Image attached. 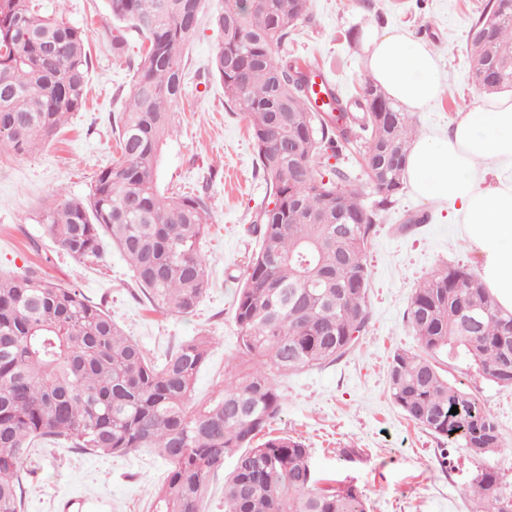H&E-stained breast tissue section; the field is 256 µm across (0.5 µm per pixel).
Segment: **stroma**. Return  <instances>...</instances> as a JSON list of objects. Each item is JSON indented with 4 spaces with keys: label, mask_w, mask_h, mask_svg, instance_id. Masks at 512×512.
I'll list each match as a JSON object with an SVG mask.
<instances>
[{
    "label": "stroma",
    "mask_w": 512,
    "mask_h": 512,
    "mask_svg": "<svg viewBox=\"0 0 512 512\" xmlns=\"http://www.w3.org/2000/svg\"><path fill=\"white\" fill-rule=\"evenodd\" d=\"M44 14H62L84 30L91 65L87 103L32 154L0 158V274L28 270L78 288L98 303L127 336L154 359L177 342L211 336L209 359L195 384V399L224 388V368L238 354L235 300L249 257L257 248L251 227L268 202L256 168L250 121L224 103V88L211 62L221 41L210 16L219 0H205L196 32L184 53L183 92L173 129L162 146L156 173L165 193H200L208 203L209 231L201 243L211 284L196 311L166 315L152 309L130 266L112 247L101 259L80 262L53 250L41 221L50 195L85 197L92 177L118 158L115 127L133 84L141 39L127 32L123 54H114L121 26L104 0H38ZM485 0H310L308 15L280 50L309 68H320L347 102L366 79L359 43L350 30L374 25L407 31L437 55L444 88L414 120L419 133L442 132L456 112L478 109L485 96L470 80L465 52L472 18ZM428 215L410 233L399 226ZM371 320L353 350L335 364L278 377L285 398L275 433L300 437L318 479L355 485L369 512H476L467 490L478 473L512 475L501 454L473 458L457 448L441 467L444 441L409 421L393 402L388 368L396 351H419L405 311L414 288L451 264L479 273L480 258L451 207L404 189L381 214L366 253ZM449 382L475 393L494 414L505 445L512 446V387L487 380L462 358H439ZM353 449L344 458L342 449ZM171 464L153 450L102 454L42 444L24 467L22 512H149Z\"/></svg>",
    "instance_id": "stroma-1"
}]
</instances>
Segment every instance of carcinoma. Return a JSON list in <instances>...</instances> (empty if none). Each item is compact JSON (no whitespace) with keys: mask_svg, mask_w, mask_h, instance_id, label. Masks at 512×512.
Masks as SVG:
<instances>
[{"mask_svg":"<svg viewBox=\"0 0 512 512\" xmlns=\"http://www.w3.org/2000/svg\"><path fill=\"white\" fill-rule=\"evenodd\" d=\"M309 0H223L212 72L228 106L250 118L257 167L271 206L253 231L260 244L235 303L239 362L224 391L194 405L209 353L192 336L152 360L78 289L36 270L0 276V512H21L23 463L41 442L104 454L154 448L172 463L153 512H201L224 460V512H369L352 485H324L309 449L268 431L283 400L276 377L331 365L370 322L366 249L380 213L401 194L417 127L378 90L384 111L363 113L362 167L375 200L364 204L353 174L330 164L353 144L355 115L340 96L318 112L296 59H276ZM203 0H107L112 18L143 38L121 113L120 157L84 198L56 195L42 216L56 251L98 259L108 237L128 259L150 305L194 312L209 288L201 242L205 200L166 195L156 184L160 145L182 93V62ZM470 78L485 92L512 90V0H487L468 36ZM83 30L41 14L36 0H0V156L30 154L51 140L87 95ZM407 319L422 353L393 355L389 391L414 424L474 457L509 455L497 421L473 393L448 381L435 356L463 354L487 380L512 387V312L467 268L449 265L415 288ZM458 413L452 414L453 406ZM267 467L253 472L239 461ZM478 512H512V479L475 478Z\"/></svg>","mask_w":512,"mask_h":512,"instance_id":"cac0c4a2","label":"carcinoma"}]
</instances>
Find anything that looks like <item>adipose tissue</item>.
I'll list each match as a JSON object with an SVG mask.
<instances>
[{
  "mask_svg": "<svg viewBox=\"0 0 512 512\" xmlns=\"http://www.w3.org/2000/svg\"><path fill=\"white\" fill-rule=\"evenodd\" d=\"M361 44L367 77L403 111H425L441 95L437 57L410 34L371 26ZM499 168H512L511 94L457 112L447 133L418 139L406 176L417 195L456 206L465 234L478 248L485 287L512 312V181L485 182Z\"/></svg>",
  "mask_w": 512,
  "mask_h": 512,
  "instance_id": "1",
  "label": "adipose tissue"
}]
</instances>
